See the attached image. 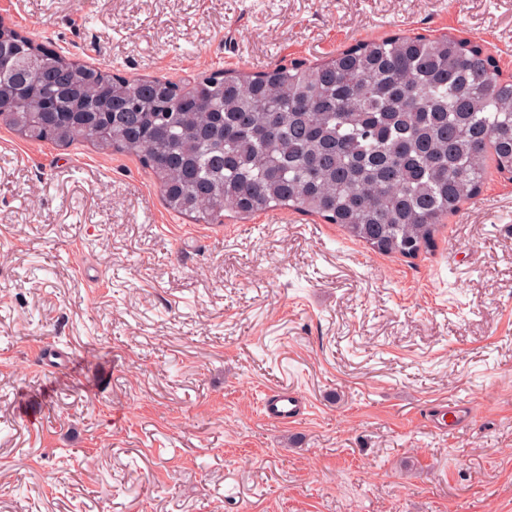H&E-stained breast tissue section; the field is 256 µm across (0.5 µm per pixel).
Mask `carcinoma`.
<instances>
[{"instance_id":"carcinoma-1","label":"carcinoma","mask_w":512,"mask_h":512,"mask_svg":"<svg viewBox=\"0 0 512 512\" xmlns=\"http://www.w3.org/2000/svg\"><path fill=\"white\" fill-rule=\"evenodd\" d=\"M2 126L134 156L166 208L200 224L292 208L415 258L479 195L488 158L512 169V79L452 34L392 35L260 72L127 78L0 22Z\"/></svg>"}]
</instances>
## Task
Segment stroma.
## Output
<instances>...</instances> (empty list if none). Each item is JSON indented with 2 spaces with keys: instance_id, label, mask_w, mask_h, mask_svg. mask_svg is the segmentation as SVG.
<instances>
[{
  "instance_id": "35a3bbf8",
  "label": "stroma",
  "mask_w": 512,
  "mask_h": 512,
  "mask_svg": "<svg viewBox=\"0 0 512 512\" xmlns=\"http://www.w3.org/2000/svg\"><path fill=\"white\" fill-rule=\"evenodd\" d=\"M127 77L310 64L399 31L484 46L512 0H0ZM294 388L291 426L259 411ZM470 403L441 434L432 408ZM0 512H512V180L432 252L288 208L168 210L137 159L0 127ZM260 409L269 420L292 424L309 411L308 401L294 390H269L261 399Z\"/></svg>"
}]
</instances>
